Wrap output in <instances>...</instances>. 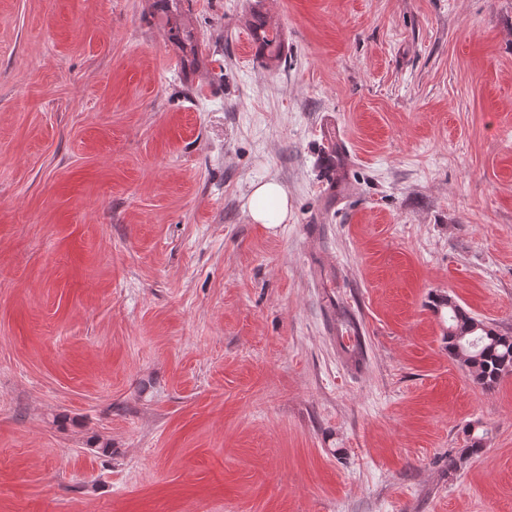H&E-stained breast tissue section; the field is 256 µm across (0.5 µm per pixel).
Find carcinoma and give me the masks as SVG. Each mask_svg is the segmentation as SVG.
Listing matches in <instances>:
<instances>
[{"label":"carcinoma","instance_id":"obj_1","mask_svg":"<svg viewBox=\"0 0 512 512\" xmlns=\"http://www.w3.org/2000/svg\"><path fill=\"white\" fill-rule=\"evenodd\" d=\"M190 64L196 63V46L192 37L180 28L172 34ZM435 305L448 310V354L466 367L481 387L493 389L512 375V337L503 336L450 298H439Z\"/></svg>","mask_w":512,"mask_h":512}]
</instances>
